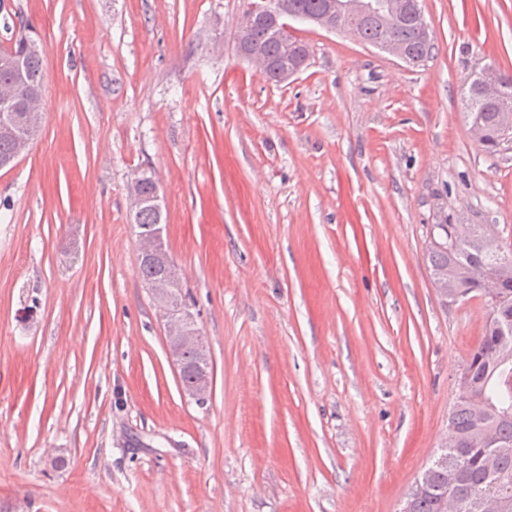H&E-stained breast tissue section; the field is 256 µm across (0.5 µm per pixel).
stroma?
I'll return each mask as SVG.
<instances>
[{
    "mask_svg": "<svg viewBox=\"0 0 512 512\" xmlns=\"http://www.w3.org/2000/svg\"><path fill=\"white\" fill-rule=\"evenodd\" d=\"M412 67L308 22L288 85L234 49L240 0H0L46 48L45 123L0 169V512H399L488 309L443 304L438 224L512 244V141L466 117L512 75V0H421ZM165 196L212 394L184 396L127 185Z\"/></svg>",
    "mask_w": 512,
    "mask_h": 512,
    "instance_id": "1",
    "label": "stroma"
}]
</instances>
